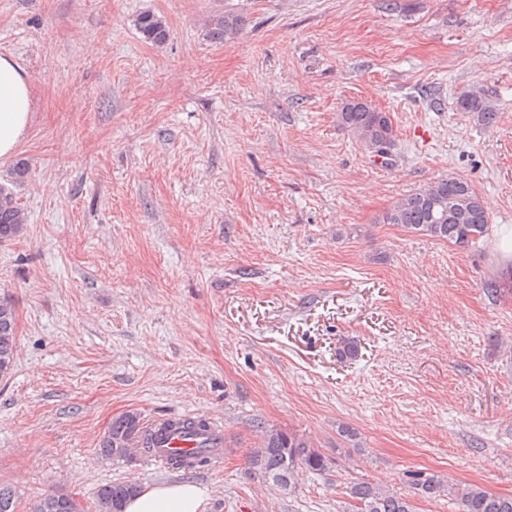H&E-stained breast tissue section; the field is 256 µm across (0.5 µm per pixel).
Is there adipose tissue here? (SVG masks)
I'll return each mask as SVG.
<instances>
[{
	"label": "adipose tissue",
	"mask_w": 512,
	"mask_h": 512,
	"mask_svg": "<svg viewBox=\"0 0 512 512\" xmlns=\"http://www.w3.org/2000/svg\"><path fill=\"white\" fill-rule=\"evenodd\" d=\"M30 82L9 57L0 55V159L14 156L31 123ZM206 491L191 481L151 487L129 499L124 512H204Z\"/></svg>",
	"instance_id": "obj_1"
}]
</instances>
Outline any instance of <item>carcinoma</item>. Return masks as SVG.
<instances>
[{
  "label": "carcinoma",
  "mask_w": 512,
  "mask_h": 512,
  "mask_svg": "<svg viewBox=\"0 0 512 512\" xmlns=\"http://www.w3.org/2000/svg\"><path fill=\"white\" fill-rule=\"evenodd\" d=\"M136 26L144 39L164 43L169 36L165 23L152 13H143ZM243 20L234 13L224 14L209 31L212 40L229 42L241 31ZM456 109L471 114L479 124L489 128L498 121L493 104L479 91L467 90L456 99ZM339 125L350 132L373 157H387L385 145L394 142V128L389 115L370 102L348 100L337 115ZM379 222L397 224L412 233L428 235L465 248L488 231L489 214L481 196L462 177L448 176L423 189L396 200ZM27 224V214L13 191L0 185V242L19 236ZM16 352V314L10 300L0 299V375L13 367ZM208 422L202 417H183L168 426L184 437L206 433ZM155 434L141 423L140 415L126 413L114 420L99 444L100 454L108 460H128L133 449L150 452ZM170 464L176 469H201L211 465L206 451L193 455L192 461L174 456ZM250 465L260 470L272 485L290 493L297 488V476L304 471L321 472L327 458L295 432L271 430L250 457ZM415 495L423 499L448 497L457 512H512V495L492 493L478 485L452 483L435 473L411 474ZM132 482L109 483L98 488L96 512H123L125 502L136 495ZM352 512H418L413 498L403 496L376 481H356L348 487ZM32 512H83L78 501L67 494H48Z\"/></svg>",
  "instance_id": "obj_1"
}]
</instances>
